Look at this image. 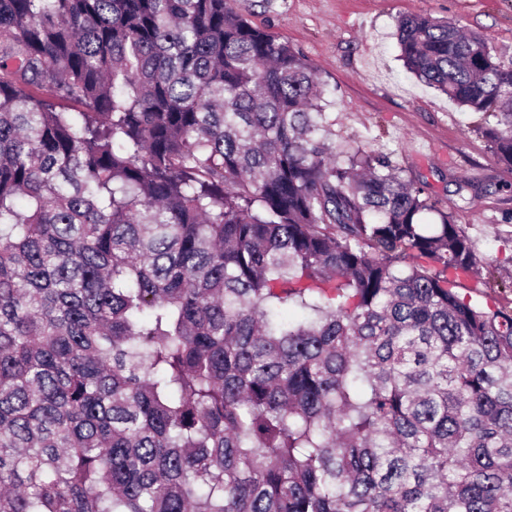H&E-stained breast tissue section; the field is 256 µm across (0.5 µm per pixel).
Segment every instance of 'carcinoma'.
Returning <instances> with one entry per match:
<instances>
[{"label": "carcinoma", "instance_id": "cac0c4a2", "mask_svg": "<svg viewBox=\"0 0 512 512\" xmlns=\"http://www.w3.org/2000/svg\"><path fill=\"white\" fill-rule=\"evenodd\" d=\"M512 167V57L398 20ZM229 0H0V512H512V310ZM464 284L465 286L457 290L462 298H472L482 306L492 309L502 305L512 306V290L509 288H486L482 278H472Z\"/></svg>", "mask_w": 512, "mask_h": 512}]
</instances>
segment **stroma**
<instances>
[{"mask_svg": "<svg viewBox=\"0 0 512 512\" xmlns=\"http://www.w3.org/2000/svg\"><path fill=\"white\" fill-rule=\"evenodd\" d=\"M234 6L317 67L337 151L387 154L435 203L422 223H438L444 212L469 235L479 269L493 270L498 285L472 278L460 296L492 309L511 303L512 170L494 160L479 134L482 114L406 72L397 21L419 14L451 20L512 56V0H234ZM465 183L479 190L469 204L458 193Z\"/></svg>", "mask_w": 512, "mask_h": 512, "instance_id": "1", "label": "stroma"}]
</instances>
